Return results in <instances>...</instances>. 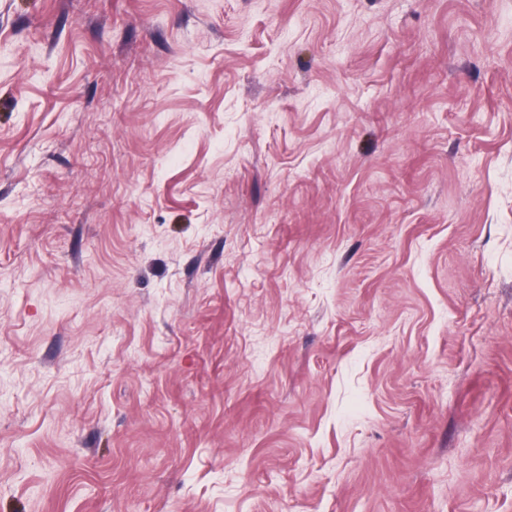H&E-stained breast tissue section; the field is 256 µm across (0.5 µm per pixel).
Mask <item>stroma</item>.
Segmentation results:
<instances>
[{
	"instance_id": "obj_1",
	"label": "stroma",
	"mask_w": 512,
	"mask_h": 512,
	"mask_svg": "<svg viewBox=\"0 0 512 512\" xmlns=\"http://www.w3.org/2000/svg\"><path fill=\"white\" fill-rule=\"evenodd\" d=\"M0 512H512V0H0Z\"/></svg>"
}]
</instances>
